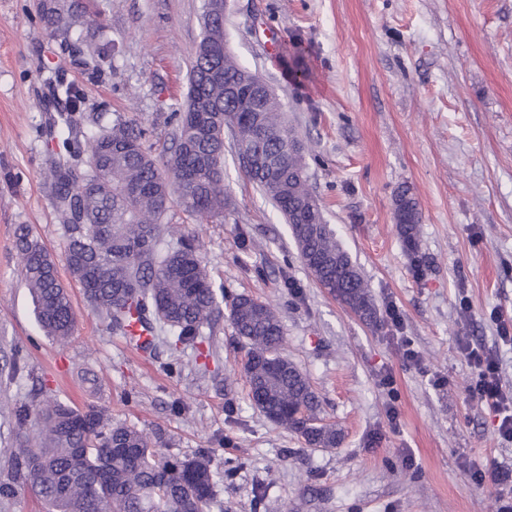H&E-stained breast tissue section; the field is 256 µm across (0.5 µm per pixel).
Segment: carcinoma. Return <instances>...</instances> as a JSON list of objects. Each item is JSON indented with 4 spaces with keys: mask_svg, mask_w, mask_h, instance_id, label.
Listing matches in <instances>:
<instances>
[{
    "mask_svg": "<svg viewBox=\"0 0 512 512\" xmlns=\"http://www.w3.org/2000/svg\"><path fill=\"white\" fill-rule=\"evenodd\" d=\"M38 11L50 34H69L87 4L38 0ZM248 79V69L224 51V24L203 11L172 145L145 144V131L118 117L87 138L83 168L48 170L67 236L65 263L106 327L123 336L136 326L148 333L159 326L171 346L198 349L205 330L227 316L247 347L243 373L252 403L310 446L335 448L341 432L317 418L319 397L284 353L275 307L248 296L225 299L202 265L200 239L165 222L174 202L197 224L224 213V127L235 125L241 144L277 168L272 180L258 169L243 172L283 213L308 273L349 311L377 322L367 283L325 221L308 177L298 176L306 170L303 147L280 101L257 96L251 114L224 106V86ZM72 132L71 116L53 126L64 146ZM395 220L417 270L419 212L406 189L396 195ZM15 249L42 329L66 341L75 313L54 261L24 226ZM17 420L35 422L37 435L19 438L15 475L0 483L2 498L28 492L47 512H209L216 497L210 454L161 457L136 426L114 424L97 409L80 411L47 397L19 406Z\"/></svg>",
    "mask_w": 512,
    "mask_h": 512,
    "instance_id": "1",
    "label": "carcinoma"
}]
</instances>
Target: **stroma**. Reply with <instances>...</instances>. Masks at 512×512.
<instances>
[{
    "label": "stroma",
    "instance_id": "obj_1",
    "mask_svg": "<svg viewBox=\"0 0 512 512\" xmlns=\"http://www.w3.org/2000/svg\"><path fill=\"white\" fill-rule=\"evenodd\" d=\"M101 37L71 54L49 36L36 0H0V480L16 446L14 410L40 391L156 438L159 455L211 452L220 472L210 512H512V441L468 393L460 339L493 354L512 391V346L492 312L512 316V0H235L224 19L232 53L280 99L302 143L327 224L368 283L379 326L361 321L313 280L281 214L240 168L224 133V213L192 223L203 263L225 297L276 305L285 352L309 377L323 422L343 439L314 448L249 398L247 349L227 318L213 354L151 353L107 330L65 265L67 238L45 170L47 134L73 112L76 146L115 118L170 140L201 38L203 0H97ZM62 75L79 111L55 96ZM417 203L414 272L394 220L395 196ZM54 258L76 325L64 343L34 312L13 241L18 225ZM395 306L393 326L386 315ZM413 351L407 360L405 351ZM26 367L12 375L13 356ZM393 377L386 387L385 377ZM397 419H390V409ZM499 483H475L471 464Z\"/></svg>",
    "mask_w": 512,
    "mask_h": 512
}]
</instances>
